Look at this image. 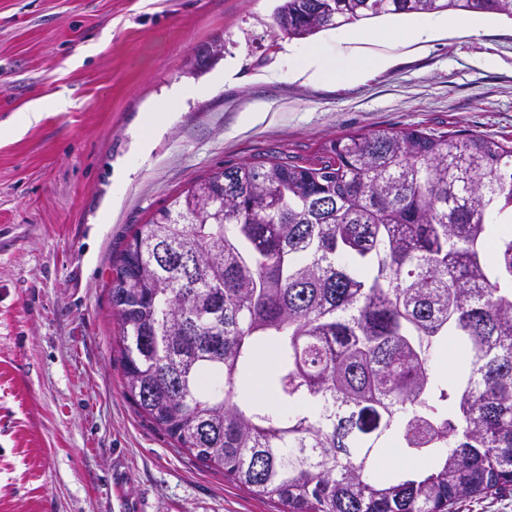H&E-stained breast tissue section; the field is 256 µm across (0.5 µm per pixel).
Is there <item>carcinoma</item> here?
<instances>
[{
  "mask_svg": "<svg viewBox=\"0 0 512 512\" xmlns=\"http://www.w3.org/2000/svg\"><path fill=\"white\" fill-rule=\"evenodd\" d=\"M443 12L512 20V0H279L274 18L305 38ZM113 270L139 414L254 495L454 512L512 492V140L355 131L226 167L135 225ZM267 350L281 406L244 389ZM385 448L430 466L381 474Z\"/></svg>",
  "mask_w": 512,
  "mask_h": 512,
  "instance_id": "1",
  "label": "carcinoma"
}]
</instances>
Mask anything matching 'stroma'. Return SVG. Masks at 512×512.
Segmentation results:
<instances>
[{"label": "stroma", "instance_id": "stroma-1", "mask_svg": "<svg viewBox=\"0 0 512 512\" xmlns=\"http://www.w3.org/2000/svg\"><path fill=\"white\" fill-rule=\"evenodd\" d=\"M277 0H0V512H279L139 416L107 285L133 225L229 165L317 157L357 130L512 139V22L356 41L390 67L305 83ZM221 41L220 61L198 50ZM232 82L215 84L225 62ZM177 83L197 94L167 98ZM57 95L58 104L47 103ZM42 117L20 121L35 103ZM167 119L146 153L133 132ZM127 181L113 179L117 168Z\"/></svg>", "mask_w": 512, "mask_h": 512}]
</instances>
